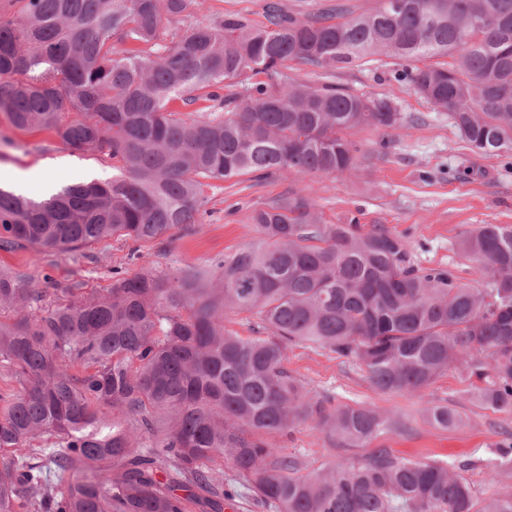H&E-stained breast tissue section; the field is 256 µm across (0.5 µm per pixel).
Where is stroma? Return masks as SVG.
Returning a JSON list of instances; mask_svg holds the SVG:
<instances>
[{"mask_svg": "<svg viewBox=\"0 0 512 512\" xmlns=\"http://www.w3.org/2000/svg\"><path fill=\"white\" fill-rule=\"evenodd\" d=\"M267 0H192L184 21L173 24L171 34L186 25L212 23L235 13L254 25L265 24ZM400 60L374 56L349 69L326 70L289 63L291 81L309 86L333 83L365 94L392 96L406 118L397 129L367 128L355 140L363 154L374 161L342 176H328L320 183L293 173H274L259 182L219 183L210 190L208 214L191 230L176 232L166 247L142 245V261H130L124 241L106 239L72 258L34 249L0 250V269L26 273L33 287L46 281L71 283L86 290L105 291L112 272H130L148 265L172 273L190 265L212 268L257 235L253 210L268 207L299 192L311 195L328 224H359L403 237L420 266L452 267L461 283L472 288L482 281L473 263L458 248L459 242L481 224L512 225V156L479 157L452 126L447 112L415 94L407 82L396 80ZM55 183L73 184L112 179V162L91 152L73 151L46 132H24L0 116V183L17 178L28 182L29 193H39L45 175ZM289 370L321 398L332 404L372 406L396 420L363 448H342L313 423L295 426L285 444L288 454L300 457L307 469L367 455L377 448L392 449L411 460L468 462L464 476L476 498L499 489L490 474L497 447L512 432V414L478 405L471 397L475 383L464 372L452 369L427 389L414 393L385 394L376 390L358 366L342 362L334 353L305 344L288 351ZM446 403L462 417L461 427L443 430L433 426L425 410Z\"/></svg>", "mask_w": 512, "mask_h": 512, "instance_id": "1", "label": "stroma"}]
</instances>
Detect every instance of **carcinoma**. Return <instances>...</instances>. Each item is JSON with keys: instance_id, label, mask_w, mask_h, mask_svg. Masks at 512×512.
Instances as JSON below:
<instances>
[{"instance_id": "1", "label": "carcinoma", "mask_w": 512, "mask_h": 512, "mask_svg": "<svg viewBox=\"0 0 512 512\" xmlns=\"http://www.w3.org/2000/svg\"><path fill=\"white\" fill-rule=\"evenodd\" d=\"M0 16V114L73 151L112 160L110 182L34 198L0 190V250L74 256L106 238L163 243L202 223L216 182L271 171L358 168L352 137L405 122L389 95L288 81L290 61L346 69L373 55L402 76L479 156L512 154V0H380L358 15L301 20L227 14L165 43L192 0H12ZM126 45L119 52L116 44ZM198 105V119L180 105ZM258 237L210 270L112 271L105 292L32 288L0 273V512H224L243 495L276 512H512V443L501 489L476 499L467 462L389 448L310 473L281 451L299 423L360 448L390 418L326 406L287 367L292 344L358 364L384 393L458 369L475 400L512 413V225L460 243L484 281L418 267L379 227L327 224L294 194L252 213ZM228 309L254 336L224 327ZM440 429L461 415L427 408ZM236 479L224 483V463Z\"/></svg>"}]
</instances>
